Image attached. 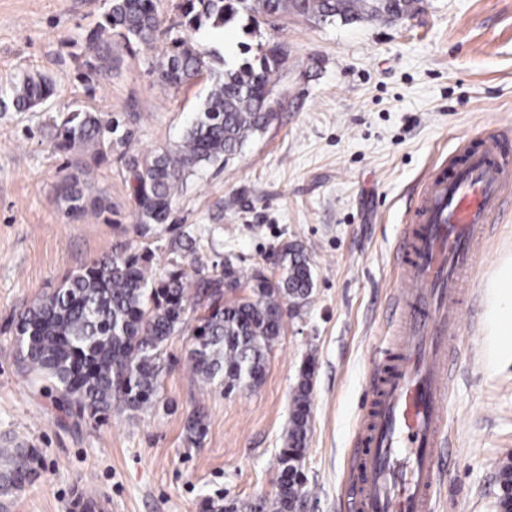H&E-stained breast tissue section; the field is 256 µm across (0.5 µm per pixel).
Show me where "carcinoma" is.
I'll return each mask as SVG.
<instances>
[{
    "mask_svg": "<svg viewBox=\"0 0 512 512\" xmlns=\"http://www.w3.org/2000/svg\"><path fill=\"white\" fill-rule=\"evenodd\" d=\"M419 0H184L180 22L190 34L223 28L256 14L293 12L317 23L344 24L367 18L400 19ZM161 26L158 0H112L109 11L87 36L98 51L82 62L86 75L105 69L112 37L126 44L151 46ZM284 58L282 46L259 47L250 61L219 70L190 38L172 41L158 61L163 83L178 87L203 72L213 85L182 144L139 159L123 151L130 134H118L119 121L96 112L70 113L57 129L54 147L68 151L77 145L98 147L96 160L117 153L127 172L131 199L142 226L168 223L179 193L199 171L221 170L247 139L275 119L267 111L271 75ZM52 79L27 75L0 84V111L36 112L54 94ZM77 173L66 176L59 192L68 214L82 218L88 208L99 210L102 199L84 196L80 175L89 164L77 159ZM275 264L276 278L255 273L237 287L249 293L230 297L224 274L205 275L197 266L190 275L169 270L149 280L142 256L125 249L65 277L50 293L31 303L15 331L23 367L66 412L95 417L112 410H140L154 402L164 368L165 347L178 335L192 337L189 360L194 372L229 395L263 380L273 346L282 335L288 307L301 305L312 293L314 280L307 254L285 246ZM206 309L194 325L187 311ZM312 373L303 371L294 390L293 409L284 448L280 449L278 490L272 499L240 505L230 501L224 512H292L301 499L306 476ZM189 438L206 432L204 416L187 421ZM30 475L29 455L18 448L9 468L0 473V493L23 486Z\"/></svg>",
    "mask_w": 512,
    "mask_h": 512,
    "instance_id": "carcinoma-1",
    "label": "carcinoma"
}]
</instances>
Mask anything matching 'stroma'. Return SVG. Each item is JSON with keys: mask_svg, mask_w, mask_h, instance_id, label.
<instances>
[{"mask_svg": "<svg viewBox=\"0 0 512 512\" xmlns=\"http://www.w3.org/2000/svg\"><path fill=\"white\" fill-rule=\"evenodd\" d=\"M180 0H159L152 50L112 41V69L83 81L86 36L109 0H0V82L28 73L55 82L43 112H0V467L14 448L35 451V476L0 496V512H66L76 493L103 495L112 512H222L225 501L274 497L278 453L304 363L313 362L311 421L299 512H352L354 438L370 373L398 337L391 298L396 250L422 178L490 134L512 140V0H419L397 21L316 23L283 13L205 31L199 44L226 66L246 47L287 50L272 80L275 119L219 171L191 178L169 223L142 229L125 167L95 147H53L61 111L104 113L132 133L140 158L176 144L210 91L208 75L161 82L157 59L182 37ZM92 162L85 193L100 215L71 220L56 186L76 158ZM195 238L207 266L240 277L275 275L284 246L310 257L314 288L293 308L263 381L225 394L193 371L191 340L165 349L154 408L106 419L66 415L19 361L15 325L69 273L124 246L162 272L188 267L171 240ZM512 257V203L490 224L459 304L449 359L445 431L450 455L434 512H496L497 470L512 464V365L493 354L486 283ZM207 432L191 442L195 411Z\"/></svg>", "mask_w": 512, "mask_h": 512, "instance_id": "1", "label": "stroma"}]
</instances>
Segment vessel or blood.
<instances>
[{"label":"vessel or blood","mask_w":512,"mask_h":512,"mask_svg":"<svg viewBox=\"0 0 512 512\" xmlns=\"http://www.w3.org/2000/svg\"><path fill=\"white\" fill-rule=\"evenodd\" d=\"M510 182L512 150L490 135L423 184L399 244L392 305L404 334L391 364L372 373L355 437L353 512L432 510L460 288Z\"/></svg>","instance_id":"vessel-or-blood-1"}]
</instances>
